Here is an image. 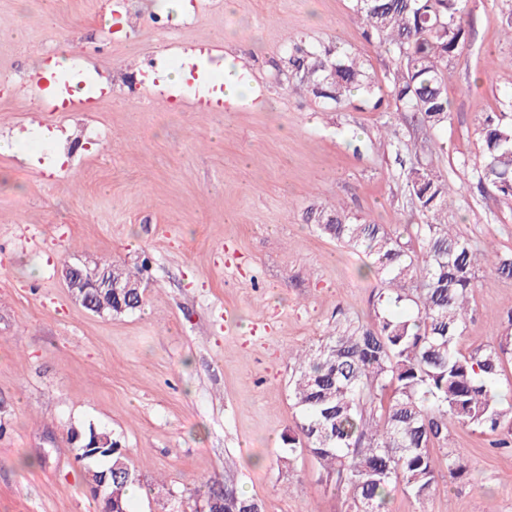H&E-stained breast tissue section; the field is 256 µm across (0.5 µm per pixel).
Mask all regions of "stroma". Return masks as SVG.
Segmentation results:
<instances>
[{
    "instance_id": "obj_1",
    "label": "stroma",
    "mask_w": 512,
    "mask_h": 512,
    "mask_svg": "<svg viewBox=\"0 0 512 512\" xmlns=\"http://www.w3.org/2000/svg\"><path fill=\"white\" fill-rule=\"evenodd\" d=\"M0 0V512H99L70 431L111 433L140 479L131 512H186L233 483L264 512H348L306 452L284 458L300 413L289 351L337 311L369 323L381 286L364 253L323 235L310 208L403 230L419 223L401 175L428 166L460 192L448 221L512 253V200L479 192L484 113L512 124V0H465L448 62L450 116L396 108V57L366 39L355 0ZM364 64L379 108L314 97L296 49ZM67 54L99 83L94 109L55 111L36 62ZM207 76L172 82L183 59ZM138 271L140 310L71 298L67 264ZM458 340L499 341L512 279L479 274ZM466 479L425 504L403 485L388 512H512V456L456 425Z\"/></svg>"
}]
</instances>
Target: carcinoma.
<instances>
[{
    "instance_id": "carcinoma-1",
    "label": "carcinoma",
    "mask_w": 512,
    "mask_h": 512,
    "mask_svg": "<svg viewBox=\"0 0 512 512\" xmlns=\"http://www.w3.org/2000/svg\"><path fill=\"white\" fill-rule=\"evenodd\" d=\"M463 0H356L367 39H375L399 60L391 96L436 127L449 117L444 65L465 43ZM291 70L312 82L318 98L342 103L373 92L360 61L343 55L327 64L309 55L288 59ZM484 156L474 168L485 194L512 198V125L493 112L481 121ZM420 215L415 234L423 254L413 255L402 235L384 224H353L344 211L324 209L309 219L329 237L371 257L386 288L380 303L413 302V318L387 314L371 324L348 317L319 344L294 356L290 378L301 414L297 435L288 436V454L306 451L350 499V512H387L390 488L404 485L422 502L438 478L452 484L468 470L464 454L444 453V471L432 454L461 424L480 434L512 425V405L497 389L507 347L512 344V311L498 345L465 352L462 327L473 310L468 294L478 266L512 277V254L481 253L444 220L453 187L443 174L411 168L402 174ZM112 501L130 512L126 489L139 482L125 452L109 458ZM224 512H263L262 502L224 485Z\"/></svg>"
}]
</instances>
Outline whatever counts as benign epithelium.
Returning a JSON list of instances; mask_svg holds the SVG:
<instances>
[{"label": "benign epithelium", "mask_w": 512, "mask_h": 512, "mask_svg": "<svg viewBox=\"0 0 512 512\" xmlns=\"http://www.w3.org/2000/svg\"><path fill=\"white\" fill-rule=\"evenodd\" d=\"M64 279L71 296L83 307L99 314L123 312L140 295L141 284L124 282L107 267L67 265Z\"/></svg>", "instance_id": "benign-epithelium-1"}]
</instances>
